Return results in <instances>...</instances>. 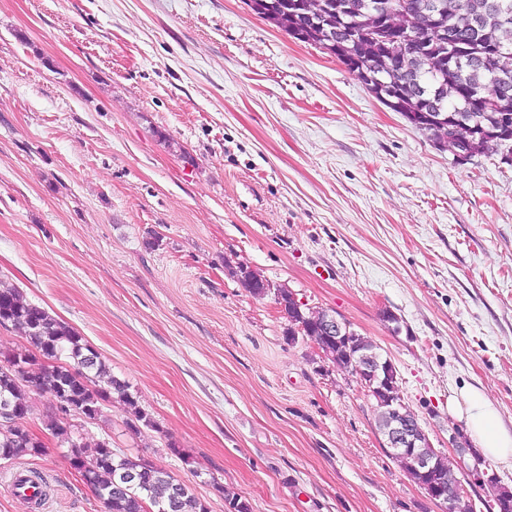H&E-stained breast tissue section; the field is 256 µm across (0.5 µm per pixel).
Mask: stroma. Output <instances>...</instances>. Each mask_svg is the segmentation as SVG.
<instances>
[{"instance_id":"stroma-1","label":"stroma","mask_w":512,"mask_h":512,"mask_svg":"<svg viewBox=\"0 0 512 512\" xmlns=\"http://www.w3.org/2000/svg\"><path fill=\"white\" fill-rule=\"evenodd\" d=\"M0 277L159 425L130 433L115 400L86 438L209 512H226L216 481L252 512H440L358 376L289 340L278 288L378 345L433 447L462 446L476 512L512 491L448 409L474 388L512 429V166L457 165L245 0H0ZM25 469L49 482L41 510L5 489ZM0 512L99 508L51 445L0 464Z\"/></svg>"}]
</instances>
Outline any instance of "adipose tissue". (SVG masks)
<instances>
[{
    "mask_svg": "<svg viewBox=\"0 0 512 512\" xmlns=\"http://www.w3.org/2000/svg\"><path fill=\"white\" fill-rule=\"evenodd\" d=\"M479 443L481 457L497 466L512 469V431L506 429L497 406L478 390L461 392L449 402Z\"/></svg>",
    "mask_w": 512,
    "mask_h": 512,
    "instance_id": "ef3b65f1",
    "label": "adipose tissue"
}]
</instances>
